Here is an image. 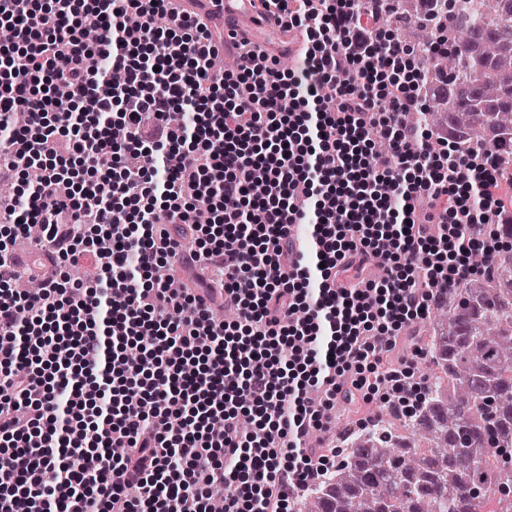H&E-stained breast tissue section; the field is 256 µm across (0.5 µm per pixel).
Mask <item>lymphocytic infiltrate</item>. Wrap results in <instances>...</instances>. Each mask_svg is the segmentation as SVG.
<instances>
[{
    "mask_svg": "<svg viewBox=\"0 0 512 512\" xmlns=\"http://www.w3.org/2000/svg\"><path fill=\"white\" fill-rule=\"evenodd\" d=\"M171 2L0 0L12 33L0 168L44 172L6 222L62 262L93 254L100 272L88 284L62 271L19 296L0 253V512H208L216 486L224 512H290L328 470L309 437L331 431L337 403L357 414L378 390L417 401L404 330L471 275L469 252L495 261L471 225L512 223V179L491 151L402 124L424 106L422 74L412 48L379 38L390 0H257L300 39L299 66L250 47L225 74L210 26L170 18ZM177 108L189 123L168 122ZM72 132L69 172L57 146ZM200 204L211 243L194 254L221 280L230 322L198 292L147 281ZM296 223L311 248L288 265ZM373 266L383 279L364 278ZM132 343L140 360L125 357ZM246 413L258 436L242 432Z\"/></svg>",
    "mask_w": 512,
    "mask_h": 512,
    "instance_id": "1",
    "label": "lymphocytic infiltrate"
}]
</instances>
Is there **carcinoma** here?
<instances>
[{"instance_id": "obj_1", "label": "carcinoma", "mask_w": 512, "mask_h": 512, "mask_svg": "<svg viewBox=\"0 0 512 512\" xmlns=\"http://www.w3.org/2000/svg\"><path fill=\"white\" fill-rule=\"evenodd\" d=\"M397 0L381 25L414 48L430 97L406 121L429 129L453 115L464 143L493 152L512 177V0ZM448 15V30L435 17ZM425 329L434 364L416 405L383 408L336 468L303 490L292 512H480L492 495L512 512V248L490 272L471 257ZM428 453L417 455L415 448Z\"/></svg>"}]
</instances>
